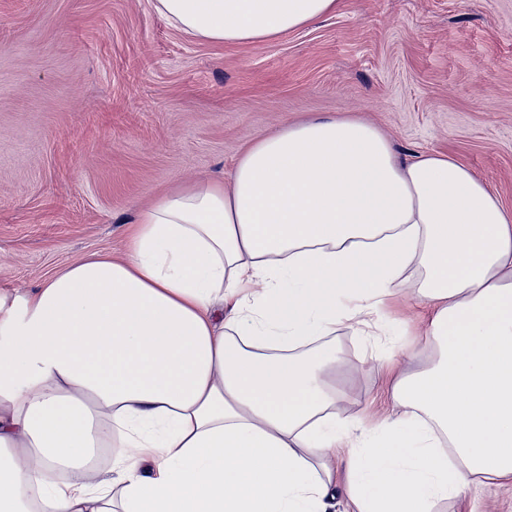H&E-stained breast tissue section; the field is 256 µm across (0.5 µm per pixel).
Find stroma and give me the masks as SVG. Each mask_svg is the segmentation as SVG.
I'll return each instance as SVG.
<instances>
[{
    "mask_svg": "<svg viewBox=\"0 0 512 512\" xmlns=\"http://www.w3.org/2000/svg\"><path fill=\"white\" fill-rule=\"evenodd\" d=\"M155 0H0V289L30 291L76 261L123 253L137 211L228 173L283 125L336 114L405 155L466 166L512 209V0H340L336 14L260 44L177 31ZM420 334L429 308L392 300ZM352 390L338 413L382 423L395 380L425 368L339 328ZM438 512H512V483Z\"/></svg>",
    "mask_w": 512,
    "mask_h": 512,
    "instance_id": "stroma-1",
    "label": "stroma"
}]
</instances>
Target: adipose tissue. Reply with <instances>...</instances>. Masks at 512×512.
I'll list each match as a JSON object with an SVG mask.
<instances>
[{
	"mask_svg": "<svg viewBox=\"0 0 512 512\" xmlns=\"http://www.w3.org/2000/svg\"><path fill=\"white\" fill-rule=\"evenodd\" d=\"M339 2L155 7L233 44ZM406 289L433 362L381 427L337 418L329 335H371ZM482 479L512 481V210L365 121L284 125L143 208L126 257L0 289V512H436Z\"/></svg>",
	"mask_w": 512,
	"mask_h": 512,
	"instance_id": "ef3b65f1",
	"label": "adipose tissue"
}]
</instances>
